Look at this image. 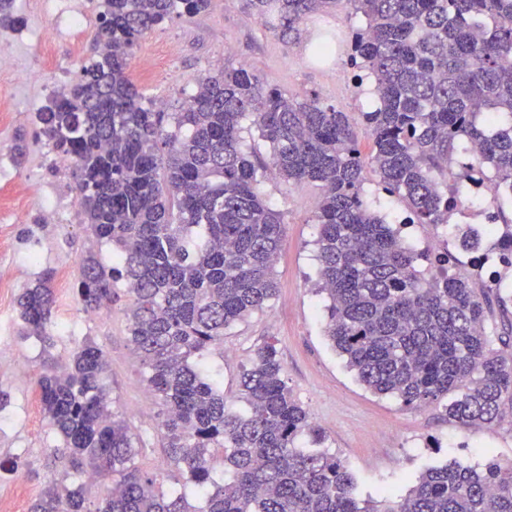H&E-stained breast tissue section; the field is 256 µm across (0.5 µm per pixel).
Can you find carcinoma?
<instances>
[{"label":"carcinoma","mask_w":512,"mask_h":512,"mask_svg":"<svg viewBox=\"0 0 512 512\" xmlns=\"http://www.w3.org/2000/svg\"><path fill=\"white\" fill-rule=\"evenodd\" d=\"M106 3L79 79L38 113L37 137L71 160L77 181L90 240L76 288L82 310L94 314L124 289L168 459L201 507L159 491L139 466L135 434L112 407L108 356L85 341L37 380L68 469L31 512H512V464L493 457L481 468L431 466L404 495L363 499L285 385L275 344L239 374L244 412L227 404L205 360L275 295L285 224L259 191L269 172L321 190L315 291L325 336L360 384L467 427L496 426L512 411V322L506 339L487 332L491 300L507 306L512 284L477 288L467 276L428 274L436 258L405 245L363 197L368 165L406 202L410 223H449L448 175L467 144L479 167L512 188V0H249L284 43L302 38L312 14L365 18L348 61L368 71L378 97L360 113L373 140L366 159L347 113L315 94L288 96L244 64L199 81L180 111L156 110L128 76L131 50L146 31L211 0ZM12 4L0 0V27L15 30L23 22ZM309 52L332 58L336 44L311 39ZM252 130L268 159L246 144ZM104 246L110 263L99 258ZM54 278L43 273L17 298L20 337L45 347L56 339Z\"/></svg>","instance_id":"carcinoma-1"}]
</instances>
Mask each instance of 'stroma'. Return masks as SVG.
I'll return each instance as SVG.
<instances>
[{
    "instance_id": "35a3bbf8",
    "label": "stroma",
    "mask_w": 512,
    "mask_h": 512,
    "mask_svg": "<svg viewBox=\"0 0 512 512\" xmlns=\"http://www.w3.org/2000/svg\"><path fill=\"white\" fill-rule=\"evenodd\" d=\"M4 34L0 28V48H8L16 58L13 106L22 118L0 127V155H13L19 134L29 149L25 161L15 166L13 179L0 178V199L17 201L32 218L28 224H13L8 212L0 211V391L9 395L8 405L0 409V460L17 458L22 463L28 492L16 507L30 512L32 501L67 465L38 399L40 344L18 336L16 299L47 267L57 272L54 355L66 357L88 339L108 352L114 408L129 416L140 448L139 464L157 475L161 490L180 488L162 447L161 406L133 359L124 301L110 304L108 316L89 319L73 292L80 254L87 245L85 224L79 218L70 224L39 221L43 184L59 179L71 186L75 180L50 167L48 147L35 137L39 92L26 75L40 68L41 52L31 44L18 47ZM144 58L161 65L154 79L141 78ZM222 63L245 64L268 85L293 95L318 94L324 103L353 117L377 103L355 80L345 51L325 64L312 61L305 44L289 47L279 41L253 15L247 0H212L206 12L176 16L146 32L132 50L128 73L141 81L149 96L165 101L167 111L176 112L197 82ZM261 189L270 206L284 216L285 236L275 266L278 291L263 311L228 330L223 350L209 355L210 363L224 372L228 402L236 400L242 365L258 347L271 342L279 351L288 389L325 432L330 451L352 470L361 495H376L384 487L405 493L428 465L454 458L480 464L487 448L500 460H512L511 417L491 429L465 428L439 408L404 407L397 399L373 395L356 380L324 335V302L314 291V215L320 191L311 184L294 186L277 179L266 180Z\"/></svg>"
}]
</instances>
